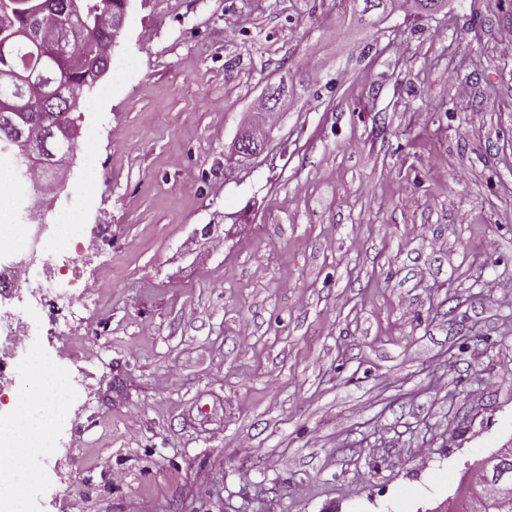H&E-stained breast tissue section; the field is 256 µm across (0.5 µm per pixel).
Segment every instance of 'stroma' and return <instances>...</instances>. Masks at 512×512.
Here are the masks:
<instances>
[{"label": "stroma", "mask_w": 512, "mask_h": 512, "mask_svg": "<svg viewBox=\"0 0 512 512\" xmlns=\"http://www.w3.org/2000/svg\"><path fill=\"white\" fill-rule=\"evenodd\" d=\"M512 0H131L23 512H430L512 442ZM309 81L224 170L266 88ZM467 95H460V88Z\"/></svg>", "instance_id": "1"}]
</instances>
